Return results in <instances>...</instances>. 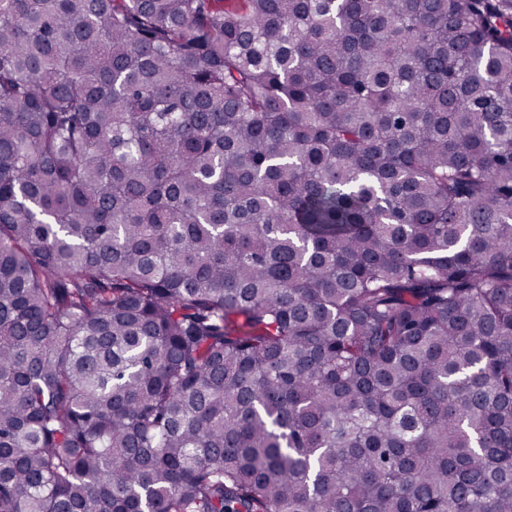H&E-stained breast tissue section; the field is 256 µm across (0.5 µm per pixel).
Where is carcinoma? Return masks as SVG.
<instances>
[{"mask_svg": "<svg viewBox=\"0 0 512 512\" xmlns=\"http://www.w3.org/2000/svg\"><path fill=\"white\" fill-rule=\"evenodd\" d=\"M0 512H512V0H0Z\"/></svg>", "mask_w": 512, "mask_h": 512, "instance_id": "carcinoma-1", "label": "carcinoma"}]
</instances>
